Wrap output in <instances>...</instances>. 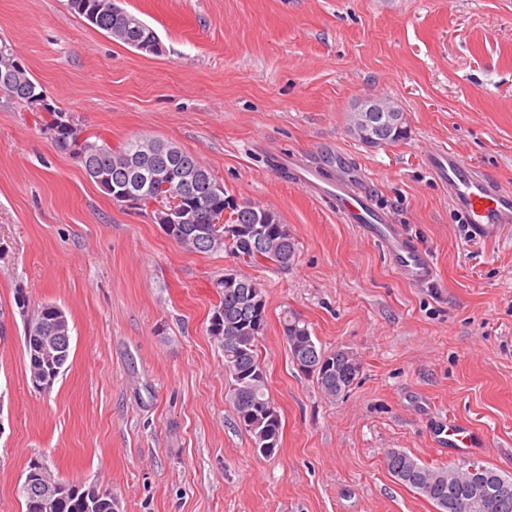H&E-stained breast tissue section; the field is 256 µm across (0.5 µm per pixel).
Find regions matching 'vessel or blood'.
<instances>
[{
	"instance_id": "1",
	"label": "vessel or blood",
	"mask_w": 512,
	"mask_h": 512,
	"mask_svg": "<svg viewBox=\"0 0 512 512\" xmlns=\"http://www.w3.org/2000/svg\"><path fill=\"white\" fill-rule=\"evenodd\" d=\"M427 160L463 223L474 235L495 237L501 225L512 224V188L469 168L451 148L428 151ZM298 184L335 203L342 218L361 225L364 232L381 240L397 274L416 285L431 283L436 268L428 253L392 223L386 212L374 206L367 193L366 173L356 167H344L336 181H322L319 172L309 167L296 169Z\"/></svg>"
}]
</instances>
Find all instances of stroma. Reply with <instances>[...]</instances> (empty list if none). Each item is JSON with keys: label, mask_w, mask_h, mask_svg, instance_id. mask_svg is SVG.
I'll list each match as a JSON object with an SVG mask.
<instances>
[{"label": "stroma", "mask_w": 512, "mask_h": 512, "mask_svg": "<svg viewBox=\"0 0 512 512\" xmlns=\"http://www.w3.org/2000/svg\"><path fill=\"white\" fill-rule=\"evenodd\" d=\"M119 5L161 54L113 41L68 0H0V39L87 133L197 156L237 200L279 215L297 257L277 271L183 247L0 99V512H24L34 459L114 512H436L386 454L462 462L435 438L445 418L471 427L468 458L512 475V224L475 237L426 164L449 147L512 186V0ZM368 99L404 114V140L370 147L350 132ZM340 154L429 253L432 285L401 279L381 242L289 174L316 165L335 180ZM232 266L267 298L259 353L281 417L270 456L239 425L208 332ZM20 292L70 321L68 367L47 394L29 381ZM287 312L325 350L360 357L342 398L294 365Z\"/></svg>", "instance_id": "stroma-1"}]
</instances>
